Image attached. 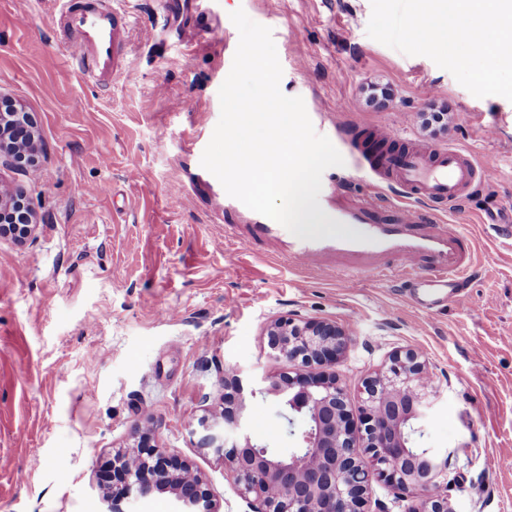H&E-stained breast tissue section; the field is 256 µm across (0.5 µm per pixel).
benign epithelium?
I'll return each mask as SVG.
<instances>
[{
    "label": "benign epithelium",
    "instance_id": "benign-epithelium-1",
    "mask_svg": "<svg viewBox=\"0 0 512 512\" xmlns=\"http://www.w3.org/2000/svg\"><path fill=\"white\" fill-rule=\"evenodd\" d=\"M43 151L29 113L13 107L0 113V164L33 166ZM20 204L26 237L35 227L19 189H0V227ZM274 356L304 367L333 362L347 338L332 321L281 318L266 330ZM244 371L230 367L224 373V411L203 415L190 428L202 430L198 447L224 460L241 495L254 498V512H362L373 483L389 486L420 500L413 512H451L448 506V460L445 448H417L414 435L424 432L431 406L432 379L413 349L397 350L375 375L364 381L360 426L347 410L345 390L336 380L312 379L287 372L265 377L245 389ZM277 399L289 426L302 423L296 446L280 453L253 442L244 428L247 399ZM375 463L361 464L359 451ZM109 492L104 512H128L132 502L168 494L177 512H216V504L202 476L184 459L152 443L143 433L130 450L116 453L106 475Z\"/></svg>",
    "mask_w": 512,
    "mask_h": 512
}]
</instances>
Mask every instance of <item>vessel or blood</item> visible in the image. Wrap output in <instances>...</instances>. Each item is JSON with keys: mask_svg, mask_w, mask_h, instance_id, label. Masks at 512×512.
Listing matches in <instances>:
<instances>
[{"mask_svg": "<svg viewBox=\"0 0 512 512\" xmlns=\"http://www.w3.org/2000/svg\"><path fill=\"white\" fill-rule=\"evenodd\" d=\"M58 2L61 39L85 81L105 86L117 70L130 68L123 55L128 22L115 0ZM358 154L381 186L401 189L404 202L396 206L394 217H386L387 206L378 193L354 198L329 187L322 192L321 207L352 227L350 239L303 240L256 212L251 213L249 223L226 224V239L248 251L262 243L287 262L348 279L360 272L398 273L407 282L425 287V305L443 300L465 305V283L472 267L471 237L427 214L426 208L456 202L475 181H491V169L479 166L462 149L401 148L389 136L383 146L362 148Z\"/></svg>", "mask_w": 512, "mask_h": 512, "instance_id": "1", "label": "vessel or blood"}]
</instances>
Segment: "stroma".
I'll list each match as a JSON object with an SVG mask.
<instances>
[{
	"instance_id": "35a3bbf8",
	"label": "stroma",
	"mask_w": 512,
	"mask_h": 512,
	"mask_svg": "<svg viewBox=\"0 0 512 512\" xmlns=\"http://www.w3.org/2000/svg\"><path fill=\"white\" fill-rule=\"evenodd\" d=\"M167 0H120L129 70L88 85L59 39L56 0H0V98L21 104L44 145L32 171L0 167V187H24L37 214L30 238H0V512H102L100 478L135 432L207 480L218 512H251L222 460L193 442L202 403L219 409L224 368L275 376L265 328L281 317L336 322L349 341L326 366L363 405L362 382L411 348L433 380L420 441L454 450L453 512H512V102L478 98L425 56L367 34L371 0H204L218 33L184 42L166 26ZM271 28L281 92L301 97L316 133L344 158L322 182L374 191L358 163L356 127L467 150L495 169L448 209L474 237L469 303L417 305L422 291L332 274L224 239V199L201 170L220 117L218 91L239 43L231 12ZM386 85L385 106L366 101ZM449 108L431 134L425 114ZM233 262H226L227 252ZM252 439L295 445L274 398L247 402Z\"/></svg>"
}]
</instances>
